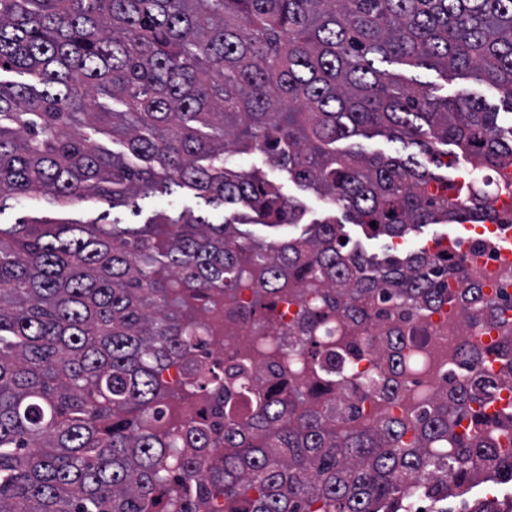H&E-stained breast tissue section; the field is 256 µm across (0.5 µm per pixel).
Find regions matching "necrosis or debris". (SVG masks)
Instances as JSON below:
<instances>
[{
    "label": "necrosis or debris",
    "mask_w": 512,
    "mask_h": 512,
    "mask_svg": "<svg viewBox=\"0 0 512 512\" xmlns=\"http://www.w3.org/2000/svg\"><path fill=\"white\" fill-rule=\"evenodd\" d=\"M495 207L500 213L497 221L465 225L463 232L432 241L427 246L430 254L450 252L460 257L465 273L449 277L450 291L477 286L482 288L485 302L471 304L468 312L453 321L449 320L445 309L401 321L406 338L404 382L397 396L389 402L379 405L365 401L356 427L372 425L384 416H416L439 390L445 389L448 358L454 349L465 342L479 351L499 340L501 331L489 321L488 315L494 306L512 304V200L498 199ZM323 294V289L309 288L301 297L282 300L275 319L266 329L249 314L251 287L243 285L236 299L225 302L221 311L223 318L236 324V336L225 342L213 341L211 348L216 353L232 355L247 342L284 343L307 314L321 309ZM393 313L390 306L374 309L368 328L363 329L358 338L360 352L347 363L349 380L366 385L382 374L383 367L371 342L390 326Z\"/></svg>",
    "instance_id": "obj_1"
}]
</instances>
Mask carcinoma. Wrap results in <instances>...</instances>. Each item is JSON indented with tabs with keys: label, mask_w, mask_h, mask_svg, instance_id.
<instances>
[{
	"label": "carcinoma",
	"mask_w": 512,
	"mask_h": 512,
	"mask_svg": "<svg viewBox=\"0 0 512 512\" xmlns=\"http://www.w3.org/2000/svg\"><path fill=\"white\" fill-rule=\"evenodd\" d=\"M387 64L461 73L512 109V0H0V215L92 195L135 208L174 187L233 210L220 224L190 209L142 224L106 213L0 223V512H409L414 486L436 505L484 471L512 482V453L486 433L512 430V412L487 413L512 385L503 309L486 351L501 377L462 344L448 366L466 374L416 419L346 427L367 397L394 398L405 371L393 328L376 340L386 376L371 391L345 386L373 307L420 316L481 292H448L451 256L346 249L344 223L403 237L493 222L496 200L512 198L511 177L492 196L477 187L484 171L512 168V122L467 89L438 96ZM358 136L434 157L453 145L471 187L413 155L336 149ZM256 151L341 215L256 242L243 225L303 216L261 168L236 167ZM245 279L257 282L251 314L267 323L266 302L325 289L324 309L289 343L308 355L300 377L280 346L226 365L208 350L211 304ZM333 314L336 342L310 346L306 334ZM173 364L180 395L162 378Z\"/></svg>",
	"instance_id": "cac0c4a2"
}]
</instances>
